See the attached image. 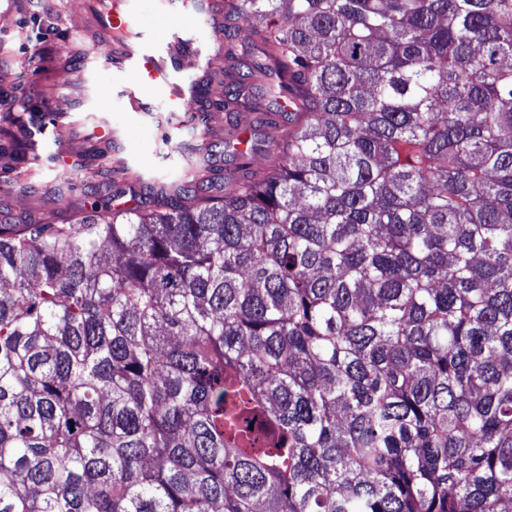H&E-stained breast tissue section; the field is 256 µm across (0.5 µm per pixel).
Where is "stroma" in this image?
Instances as JSON below:
<instances>
[{
	"label": "stroma",
	"mask_w": 512,
	"mask_h": 512,
	"mask_svg": "<svg viewBox=\"0 0 512 512\" xmlns=\"http://www.w3.org/2000/svg\"><path fill=\"white\" fill-rule=\"evenodd\" d=\"M142 3L152 36L194 37L178 11ZM86 8L87 0H0V97L26 106L0 118V219L68 224L96 201L150 202V187L180 181L192 148L213 170L206 195L223 194L225 133L235 122L259 125L260 113L215 110L203 125L173 111L162 90L108 63L101 37L84 28Z\"/></svg>",
	"instance_id": "1"
}]
</instances>
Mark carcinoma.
Here are the masks:
<instances>
[{
	"mask_svg": "<svg viewBox=\"0 0 512 512\" xmlns=\"http://www.w3.org/2000/svg\"><path fill=\"white\" fill-rule=\"evenodd\" d=\"M224 61V196L0 221V512H512V0H228Z\"/></svg>",
	"mask_w": 512,
	"mask_h": 512,
	"instance_id": "obj_1",
	"label": "carcinoma"
}]
</instances>
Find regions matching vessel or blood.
<instances>
[{"label": "vessel or blood", "mask_w": 512, "mask_h": 512, "mask_svg": "<svg viewBox=\"0 0 512 512\" xmlns=\"http://www.w3.org/2000/svg\"><path fill=\"white\" fill-rule=\"evenodd\" d=\"M161 7L180 4L191 23L204 25L210 42L223 38L224 16L218 0H159ZM139 0H114L112 8L88 7L89 26L100 34L111 36L107 47L111 63L129 69L141 85L172 88V74L180 64L175 56L184 41L171 36L158 42L146 38L144 32L132 30L131 25L139 13Z\"/></svg>", "instance_id": "obj_1"}]
</instances>
